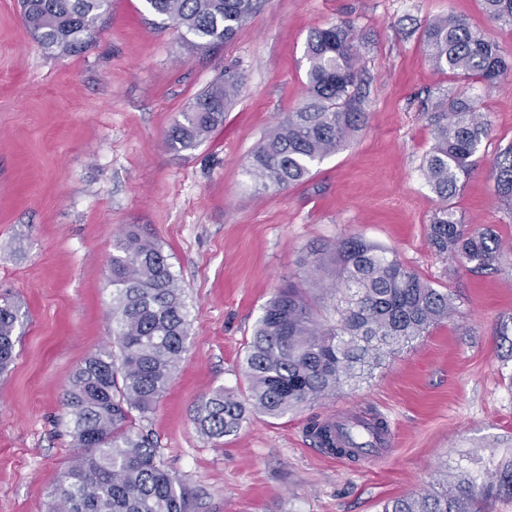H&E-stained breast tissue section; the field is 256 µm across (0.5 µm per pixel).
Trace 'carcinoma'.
<instances>
[{
    "instance_id": "carcinoma-1",
    "label": "carcinoma",
    "mask_w": 512,
    "mask_h": 512,
    "mask_svg": "<svg viewBox=\"0 0 512 512\" xmlns=\"http://www.w3.org/2000/svg\"><path fill=\"white\" fill-rule=\"evenodd\" d=\"M148 9L183 30L190 50L232 41L256 12L259 0H145ZM490 20L512 27V0H481ZM111 0H21L29 33L48 51L75 55L98 32ZM423 45L432 64L487 87L512 72L499 47L466 19L431 21ZM307 102L279 121L254 149L246 173L264 191L306 180L366 120L355 66L352 26L340 21L313 30L307 40ZM243 76L228 65L223 75L179 113L167 134L174 151L195 148L224 125ZM434 143L422 171L443 202L427 228L435 254L475 270L497 268L503 246L490 228L456 218L451 200L473 173L487 138V115L469 97H438L426 107ZM492 175L500 199L512 203V145ZM303 278L278 289L258 319L242 371L249 395L218 388L195 409L196 430L207 439L239 431L249 411L279 418L336 395L454 312L446 288H437L397 254L358 236L311 246L300 259ZM329 272L333 316L324 318L309 280ZM112 336L119 353L86 357L74 371L64 406L78 453L53 490L50 512H191L186 486L158 459L149 434L136 427L163 397L187 350L190 313L183 288L163 247L140 224H129L112 242ZM22 313L0 302V373L14 361ZM320 445L353 461L371 446L348 432L331 434L311 419ZM512 495V460L492 465L487 479L443 480L414 496L387 501L382 512H480L494 494Z\"/></svg>"
}]
</instances>
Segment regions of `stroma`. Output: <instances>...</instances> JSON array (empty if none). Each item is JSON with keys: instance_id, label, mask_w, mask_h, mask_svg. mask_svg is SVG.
Segmentation results:
<instances>
[{"instance_id": "obj_1", "label": "stroma", "mask_w": 512, "mask_h": 512, "mask_svg": "<svg viewBox=\"0 0 512 512\" xmlns=\"http://www.w3.org/2000/svg\"><path fill=\"white\" fill-rule=\"evenodd\" d=\"M467 18L512 63V28L480 0H262L235 40L189 50L145 0H112L89 47L50 53L25 29L19 0H0V300L25 314L0 375V512H48L76 449L65 426L68 381L112 348V241L141 224L171 258L190 311L180 368L141 425L195 512H381L447 475L482 476L512 456V251L497 269L447 265L427 226L440 207L421 170L433 144L423 106L474 98L490 120L477 168L452 205L463 223L512 244V210L492 168L512 145V76L497 87L435 70L420 41L434 18ZM346 20L364 79V126L303 183L256 190L245 174L266 133L307 97L311 29ZM237 64L244 82L224 125L194 150L165 136L179 113ZM359 236L393 250L455 311L372 377L271 418L249 413L237 434L200 436L202 396L246 391L253 327L312 245ZM393 422L390 453L323 457L310 418L337 410Z\"/></svg>"}]
</instances>
